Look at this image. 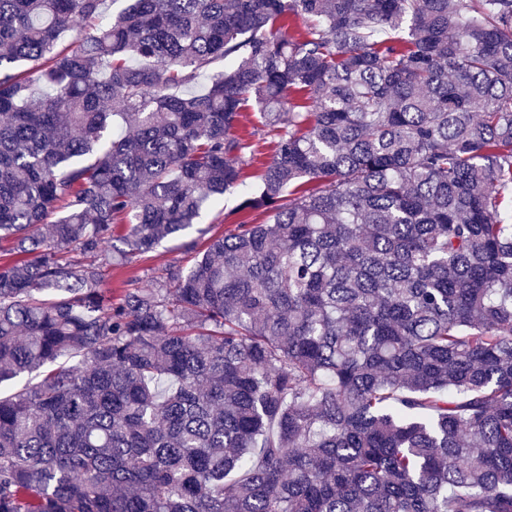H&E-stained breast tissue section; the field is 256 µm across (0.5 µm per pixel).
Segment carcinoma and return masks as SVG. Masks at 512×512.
Listing matches in <instances>:
<instances>
[{
	"mask_svg": "<svg viewBox=\"0 0 512 512\" xmlns=\"http://www.w3.org/2000/svg\"><path fill=\"white\" fill-rule=\"evenodd\" d=\"M0 242V512H512V0H0ZM241 191L242 188L226 194L223 207L203 212L193 228L181 238L163 242L147 256L131 255L123 265L104 268L102 287L111 288L112 296L119 300L124 288H130L128 284L136 282L139 286L150 285L155 271L165 265H192L195 262V252L186 250L184 244L196 241L198 251L202 252L211 236L224 232L225 227L240 221L242 213L237 211V205ZM220 220H223V223H219Z\"/></svg>",
	"mask_w": 512,
	"mask_h": 512,
	"instance_id": "carcinoma-1",
	"label": "carcinoma"
}]
</instances>
